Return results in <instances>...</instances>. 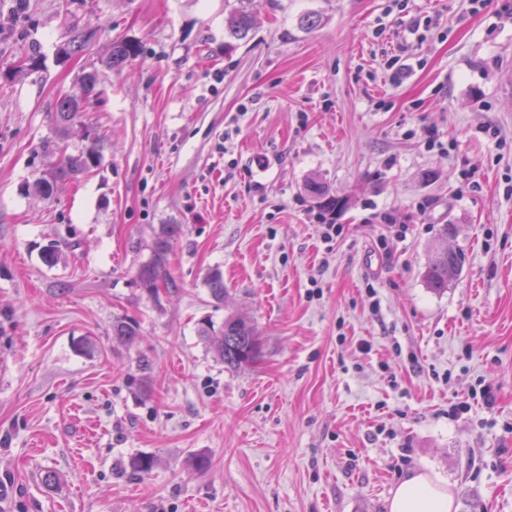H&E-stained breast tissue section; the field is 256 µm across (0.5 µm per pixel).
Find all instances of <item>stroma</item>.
Returning a JSON list of instances; mask_svg holds the SVG:
<instances>
[{"mask_svg":"<svg viewBox=\"0 0 512 512\" xmlns=\"http://www.w3.org/2000/svg\"><path fill=\"white\" fill-rule=\"evenodd\" d=\"M11 5L0 512H388L413 468L457 512H512V0H258L243 39L237 0ZM76 16L103 30L58 63ZM118 36L140 45L119 71L101 65ZM94 66L104 162L44 200L56 100ZM312 180L343 207L320 215ZM173 224L153 294L140 272ZM444 224L464 259L439 295L422 273ZM231 313L262 333L237 370L198 335ZM241 4H246L237 8L231 13L227 19V31L228 33L237 38H245L251 28L252 23V9L255 0H237Z\"/></svg>","mask_w":512,"mask_h":512,"instance_id":"stroma-1","label":"stroma"}]
</instances>
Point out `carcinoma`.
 <instances>
[{
    "instance_id": "obj_1",
    "label": "carcinoma",
    "mask_w": 512,
    "mask_h": 512,
    "mask_svg": "<svg viewBox=\"0 0 512 512\" xmlns=\"http://www.w3.org/2000/svg\"><path fill=\"white\" fill-rule=\"evenodd\" d=\"M238 2L242 3V7L233 11L227 19V31L231 36L243 39L251 28L255 0H238ZM101 31L102 27L98 25L93 27L89 23L85 25L73 23L68 39L57 47V60L66 62L84 52ZM139 53L140 47L137 42L127 38H116L112 41L106 64L111 68L120 69ZM79 82L83 89V96L64 94L58 98L53 121L60 135L64 134L82 113L88 111L90 98L98 83L97 71L82 72ZM102 141L103 137L98 133H91L90 145L78 156L66 154L65 148L57 143L51 141L45 143L44 151L57 156V159L52 171L35 181V191L41 197L50 199L56 194L60 180L79 173H87L100 166L104 160ZM307 191L316 206L323 211H334L343 206L341 200L329 195L325 187L317 181L310 182L307 185ZM169 247V236L164 235L158 238L153 244L151 262L140 272L142 285L149 291L159 288V282L164 280ZM461 264L462 254L456 250L446 247L432 250L423 273L426 287L439 294L448 290V286L457 277ZM198 335L210 343L217 357L230 368L238 369L248 366L261 353L262 342L258 327L250 319L241 315L230 314L224 317V323L218 330L214 328L213 322L204 321L199 327Z\"/></svg>"
}]
</instances>
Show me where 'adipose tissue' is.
Returning <instances> with one entry per match:
<instances>
[{"mask_svg":"<svg viewBox=\"0 0 512 512\" xmlns=\"http://www.w3.org/2000/svg\"><path fill=\"white\" fill-rule=\"evenodd\" d=\"M388 512H454V501L430 475L413 469L392 490Z\"/></svg>","mask_w":512,"mask_h":512,"instance_id":"adipose-tissue-1","label":"adipose tissue"}]
</instances>
